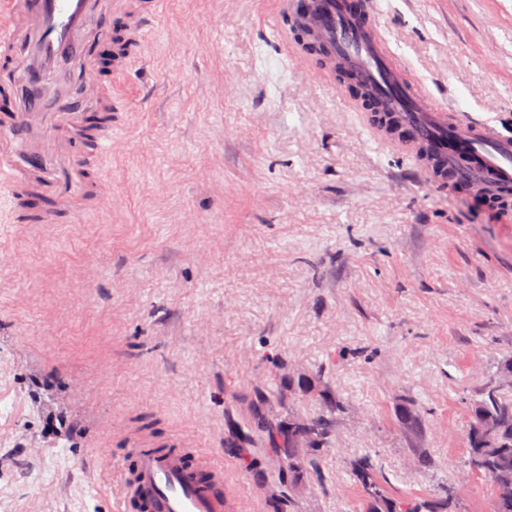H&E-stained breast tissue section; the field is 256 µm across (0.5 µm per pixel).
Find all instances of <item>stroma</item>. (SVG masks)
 Masks as SVG:
<instances>
[{"label": "stroma", "instance_id": "1", "mask_svg": "<svg viewBox=\"0 0 512 512\" xmlns=\"http://www.w3.org/2000/svg\"><path fill=\"white\" fill-rule=\"evenodd\" d=\"M398 66L512 135V0H379ZM275 0H162L113 78L123 207L72 224L0 213V512H119L139 443L224 462L228 512H366L466 486L471 404L512 356V223L378 144L344 86L310 80ZM70 426L48 431L54 410ZM331 436L282 481L252 424ZM357 479L369 503L368 512H459V499L453 495L454 483L442 486L431 499L391 498L386 495L383 483L378 479L376 467L364 458L355 468Z\"/></svg>", "mask_w": 512, "mask_h": 512}]
</instances>
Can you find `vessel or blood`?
<instances>
[{"mask_svg": "<svg viewBox=\"0 0 512 512\" xmlns=\"http://www.w3.org/2000/svg\"><path fill=\"white\" fill-rule=\"evenodd\" d=\"M160 0H0V74L22 73L23 89L0 82V199L13 224H71L78 213L114 205L100 177L112 150V87L96 72L92 39L124 26L111 64L126 73ZM280 15L307 16L318 34L310 64L328 77L338 58L354 83L371 85L378 108L364 123L408 155L436 188L492 183L512 222V137L486 121L465 122L437 105L397 68L370 0H279ZM67 70L83 90L78 112L46 109L45 79ZM120 500L140 512H226L224 466L200 450L138 445L118 476Z\"/></svg>", "mask_w": 512, "mask_h": 512, "instance_id": "b4317fda", "label": "vessel or blood"}]
</instances>
